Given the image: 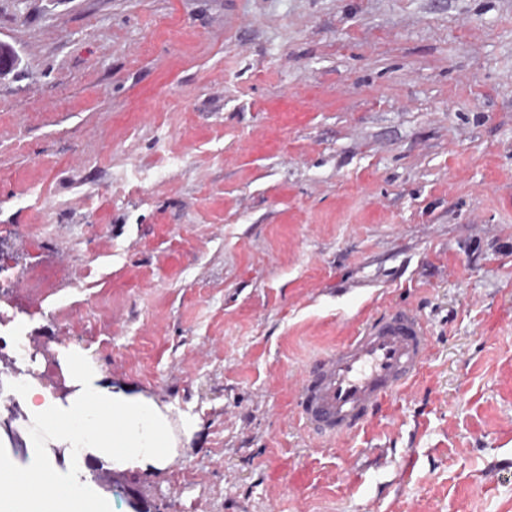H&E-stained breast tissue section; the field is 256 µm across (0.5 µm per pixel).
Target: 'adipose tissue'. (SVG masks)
<instances>
[{
	"mask_svg": "<svg viewBox=\"0 0 512 512\" xmlns=\"http://www.w3.org/2000/svg\"><path fill=\"white\" fill-rule=\"evenodd\" d=\"M62 369L80 408L66 410L31 392L32 445L49 435L59 445L89 449L97 459L120 470H162L173 463L178 438L168 414L153 400L100 385L96 369L82 350H66ZM37 473L43 490L33 494L28 490L32 474L0 457V512H109L106 503L82 483L60 487L53 467H40Z\"/></svg>",
	"mask_w": 512,
	"mask_h": 512,
	"instance_id": "1",
	"label": "adipose tissue"
}]
</instances>
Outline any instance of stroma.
<instances>
[{"instance_id": "1", "label": "stroma", "mask_w": 512, "mask_h": 512, "mask_svg": "<svg viewBox=\"0 0 512 512\" xmlns=\"http://www.w3.org/2000/svg\"><path fill=\"white\" fill-rule=\"evenodd\" d=\"M0 385L76 347L170 409L164 471L33 448L109 512H512V0H0ZM433 337L321 441L295 381ZM431 340L422 317L400 307L368 318L296 383L297 414L316 438L335 441L359 430L420 373Z\"/></svg>"}]
</instances>
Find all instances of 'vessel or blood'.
I'll return each instance as SVG.
<instances>
[{
	"label": "vessel or blood",
	"instance_id": "obj_1",
	"mask_svg": "<svg viewBox=\"0 0 512 512\" xmlns=\"http://www.w3.org/2000/svg\"><path fill=\"white\" fill-rule=\"evenodd\" d=\"M431 340L422 317L400 307L368 318L296 383L297 414L316 438L335 441L359 430L420 373Z\"/></svg>",
	"mask_w": 512,
	"mask_h": 512
}]
</instances>
